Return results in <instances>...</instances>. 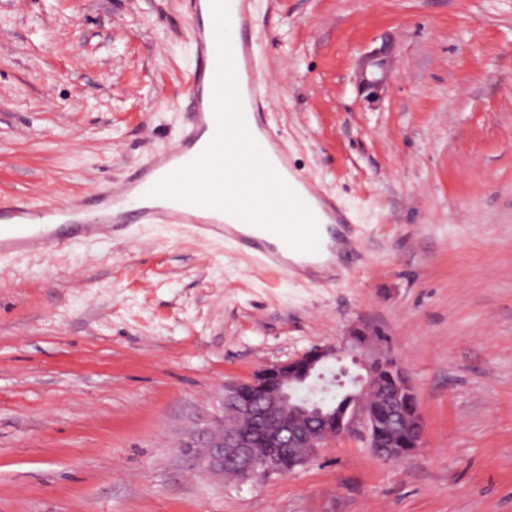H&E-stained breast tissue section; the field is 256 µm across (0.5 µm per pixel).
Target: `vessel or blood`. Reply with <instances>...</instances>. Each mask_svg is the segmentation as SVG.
<instances>
[{"instance_id": "b4317fda", "label": "vessel or blood", "mask_w": 512, "mask_h": 512, "mask_svg": "<svg viewBox=\"0 0 512 512\" xmlns=\"http://www.w3.org/2000/svg\"><path fill=\"white\" fill-rule=\"evenodd\" d=\"M194 23L198 63L192 77L189 122L176 146L137 172L130 182L106 187L99 198L105 209L87 211L85 204L68 201L61 206L49 205L34 210L21 204L0 207V255L25 254L53 246L54 233L45 231L44 223L64 216H77L76 228L87 235L116 234L124 231L130 218L154 223L189 224L199 232L216 233L237 241L252 250L261 267L283 272H299L303 267L328 265L334 256L348 253L353 243L344 233V216L335 204L318 192L308 178L295 169L287 150L278 138L264 133L257 143L272 168L298 195L318 221L320 234L329 236L328 244L315 252H292L278 236L258 229L247 234L238 230V218L222 211L175 200L148 197L147 192L158 180L194 159L212 140L216 132L213 110V87L217 68V45L210 16V0H185ZM230 44L238 81L240 104L247 126L262 124L264 96L253 68L252 24L245 11V0H229Z\"/></svg>"}]
</instances>
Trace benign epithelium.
Here are the masks:
<instances>
[{
  "label": "benign epithelium",
  "mask_w": 512,
  "mask_h": 512,
  "mask_svg": "<svg viewBox=\"0 0 512 512\" xmlns=\"http://www.w3.org/2000/svg\"><path fill=\"white\" fill-rule=\"evenodd\" d=\"M390 45L363 57L359 86L369 96L389 80ZM373 336L352 328L336 347H315L284 363L264 366L248 379L224 384V401L232 416L219 427L205 426L191 434L181 451L199 469L217 479L231 472L242 480L286 475L303 465L325 441L363 426L370 448L388 460H403L422 445L424 427L416 385L389 352L371 351ZM347 354L362 372L342 403L319 387L326 365ZM260 431L262 447L256 446Z\"/></svg>",
  "instance_id": "1"
}]
</instances>
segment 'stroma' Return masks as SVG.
Wrapping results in <instances>:
<instances>
[{
  "instance_id": "1",
  "label": "stroma",
  "mask_w": 512,
  "mask_h": 512,
  "mask_svg": "<svg viewBox=\"0 0 512 512\" xmlns=\"http://www.w3.org/2000/svg\"><path fill=\"white\" fill-rule=\"evenodd\" d=\"M248 3L267 122L358 255L271 272L133 223L0 256V512H512V0ZM195 63L184 0H0V201L120 186L175 146ZM357 325L416 383L410 457L359 430L240 483L180 452L225 381ZM390 45L382 44L363 57L358 68V82L364 93L373 97L389 80L387 68Z\"/></svg>"
}]
</instances>
